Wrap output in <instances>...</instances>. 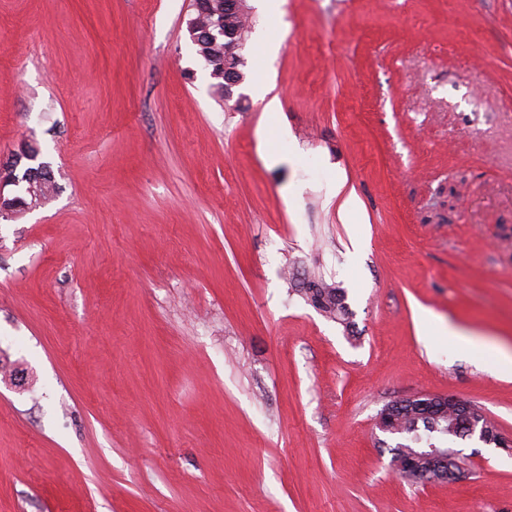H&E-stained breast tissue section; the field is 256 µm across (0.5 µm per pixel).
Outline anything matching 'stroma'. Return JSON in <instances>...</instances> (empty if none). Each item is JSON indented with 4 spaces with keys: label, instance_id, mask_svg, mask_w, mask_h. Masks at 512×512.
Instances as JSON below:
<instances>
[{
    "label": "stroma",
    "instance_id": "35a3bbf8",
    "mask_svg": "<svg viewBox=\"0 0 512 512\" xmlns=\"http://www.w3.org/2000/svg\"><path fill=\"white\" fill-rule=\"evenodd\" d=\"M190 3L0 0V160L56 184L0 219V512H512V454L405 479L376 426L447 394L512 440V379L416 321L512 346V0H285L268 60L246 0L229 101ZM254 95L259 102L263 104V112H265L268 125L275 126L279 136L286 140L288 134L276 126L275 121L281 112V101L277 95H271L269 82L267 78H258L253 83ZM306 296L311 303L330 318L344 321L347 309L342 302L339 289L323 281H311L306 288Z\"/></svg>",
    "mask_w": 512,
    "mask_h": 512
}]
</instances>
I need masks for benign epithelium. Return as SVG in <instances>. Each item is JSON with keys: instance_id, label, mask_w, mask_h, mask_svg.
Segmentation results:
<instances>
[{"instance_id": "1", "label": "benign epithelium", "mask_w": 512, "mask_h": 512, "mask_svg": "<svg viewBox=\"0 0 512 512\" xmlns=\"http://www.w3.org/2000/svg\"><path fill=\"white\" fill-rule=\"evenodd\" d=\"M193 41L201 38L218 40L224 36L234 38V34L224 29L221 25L200 27L191 23L188 27ZM36 153L27 151L26 154L14 153L11 159L0 166V203L3 202L4 189L7 186H17L19 181L32 182L42 171L43 166L26 168L24 178L15 175L22 160L33 161ZM453 406L458 411L459 423L466 429L467 434L476 435L478 438L498 448H509L512 442L504 439L500 434L490 431L489 417L477 406L469 401L457 398L453 395L419 394L405 399L392 401L386 404L377 418V426L380 430H386L387 422L395 420L400 413H420L440 416L448 413V406ZM396 472L405 478L419 480H441L452 482L459 473L458 453L450 452L446 448L432 446L423 449L420 453L402 455L393 461Z\"/></svg>"}]
</instances>
